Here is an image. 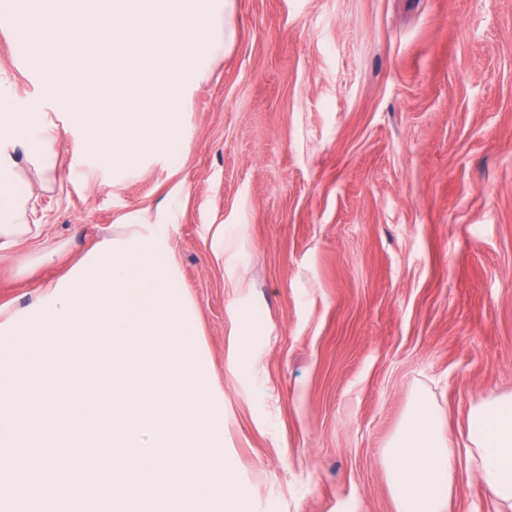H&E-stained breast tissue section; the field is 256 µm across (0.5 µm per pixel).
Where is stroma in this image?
Instances as JSON below:
<instances>
[{"label":"stroma","mask_w":512,"mask_h":512,"mask_svg":"<svg viewBox=\"0 0 512 512\" xmlns=\"http://www.w3.org/2000/svg\"><path fill=\"white\" fill-rule=\"evenodd\" d=\"M228 22L180 165L116 178L0 16V85L62 130L54 171L19 162L34 229L0 249V309L168 225L245 512H397L413 397L456 438L512 392V0H232Z\"/></svg>","instance_id":"obj_1"}]
</instances>
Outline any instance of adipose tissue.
Returning a JSON list of instances; mask_svg holds the SVG:
<instances>
[{
  "mask_svg": "<svg viewBox=\"0 0 512 512\" xmlns=\"http://www.w3.org/2000/svg\"><path fill=\"white\" fill-rule=\"evenodd\" d=\"M23 148L41 166L52 164L56 134L19 109L0 87V248L31 229L14 152ZM389 484L398 512H454L463 458L473 459L494 512H512V393L490 394L473 405L463 445L445 431L430 400L410 403L401 429L387 446Z\"/></svg>",
  "mask_w": 512,
  "mask_h": 512,
  "instance_id": "adipose-tissue-1",
  "label": "adipose tissue"
}]
</instances>
